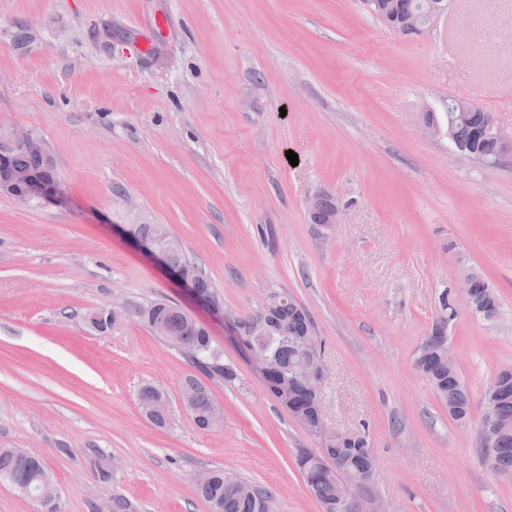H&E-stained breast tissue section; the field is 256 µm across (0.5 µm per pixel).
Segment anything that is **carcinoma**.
Instances as JSON below:
<instances>
[{
  "instance_id": "1",
  "label": "carcinoma",
  "mask_w": 512,
  "mask_h": 512,
  "mask_svg": "<svg viewBox=\"0 0 512 512\" xmlns=\"http://www.w3.org/2000/svg\"><path fill=\"white\" fill-rule=\"evenodd\" d=\"M381 10H393L396 19L385 23L395 32L411 35L413 31L403 24V18L430 10L434 0H374ZM425 123H448V102H440L438 109L423 113ZM487 111L475 105L469 121L455 128L450 144L464 155L477 160L493 161L503 152L502 143L487 137L483 125ZM9 163L16 167L42 170L41 158L24 149L7 153ZM130 235L151 244L161 251L168 266L174 270L193 268L180 241L172 237L162 224H133ZM193 287L213 305L220 299L211 283L195 274ZM466 304L474 315L489 321L491 314L501 312V305L494 288L478 271H472L469 287L464 293ZM139 317L149 329L156 324L164 326L161 336L166 343L180 351L195 370L205 376L219 375L233 385L237 372L224 363V352L215 343L208 328L177 305L163 301L150 304L139 312ZM244 340V346L271 358L273 374L265 387L273 400L295 420L312 421L317 415L315 397L298 376L301 345H308L313 353L323 354L324 345L314 334L310 314L301 304L286 294H273L260 309L244 318L235 320ZM417 366L432 385L448 415L465 424L471 417L470 393L459 372L448 371V346L442 327H435L427 337L417 358ZM181 395L191 410L195 425L202 430L217 429L222 424L220 415L214 413L216 400L205 383L194 375L181 384ZM485 409L492 411L496 427L485 435V458L495 473L512 472V367L501 368L486 387L483 396ZM142 413L155 425L166 423L162 394L146 384L137 393ZM373 460L370 442L364 435L336 448H326L316 453L304 450L297 453L296 464L304 476L307 487L319 501L322 512H336L338 483L344 476L354 477ZM13 484L30 499L49 505L54 498V487L40 459L33 453L17 454L12 448H0V480ZM196 490L210 512H271L273 494L238 477L220 470L208 471L197 480Z\"/></svg>"
}]
</instances>
